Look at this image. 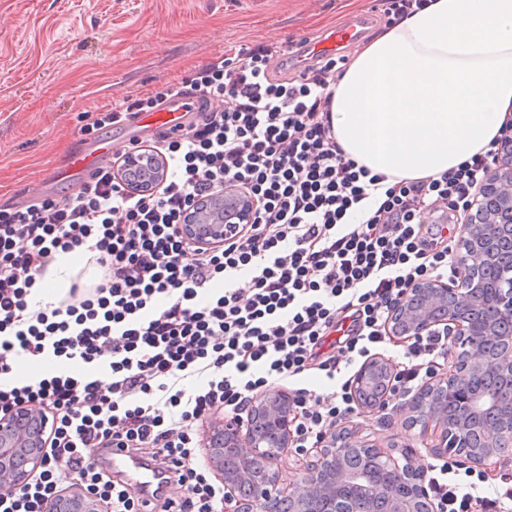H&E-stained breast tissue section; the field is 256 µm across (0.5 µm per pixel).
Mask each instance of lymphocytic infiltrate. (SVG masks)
Instances as JSON below:
<instances>
[{
  "label": "lymphocytic infiltrate",
  "instance_id": "lymphocytic-infiltrate-1",
  "mask_svg": "<svg viewBox=\"0 0 512 512\" xmlns=\"http://www.w3.org/2000/svg\"><path fill=\"white\" fill-rule=\"evenodd\" d=\"M298 45L242 48L153 96L122 102L92 117L96 128L182 103L186 128L158 132L136 153L163 156L165 180L145 191L120 174L123 154L82 181L74 197L40 196L0 206V375L16 357L49 354L81 365L105 363L110 382L80 372L0 388V413L39 403L47 420L51 466L26 490L0 498V512H43L61 493L53 465L79 473L112 512H141L148 500L123 480H103L97 448L156 449L166 481L185 493L167 512H217L223 487L191 467L200 446L195 425L213 410L247 424L254 395L284 382L293 406V443L324 447L329 431L357 410L349 383L319 394L302 387L306 372L335 378L389 343L392 309L422 279L456 275L444 227L415 218L424 202L466 211L488 168L489 153L440 177L385 184L347 157L328 107L335 59L288 79ZM233 188L256 203L253 223L225 229L205 246L186 236V214L201 198ZM382 190L362 223L348 216ZM90 253L102 277L74 279L68 298L30 312L28 298L57 252ZM253 273L248 289L235 272ZM448 356L446 333L403 344L388 394L400 401L437 374ZM207 375L194 392L182 380ZM450 463L429 465L439 512H512V487L455 478Z\"/></svg>",
  "mask_w": 512,
  "mask_h": 512
}]
</instances>
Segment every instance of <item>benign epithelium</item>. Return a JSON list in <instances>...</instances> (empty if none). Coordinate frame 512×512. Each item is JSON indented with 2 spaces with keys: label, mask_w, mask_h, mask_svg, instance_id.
I'll return each mask as SVG.
<instances>
[{
  "label": "benign epithelium",
  "mask_w": 512,
  "mask_h": 512,
  "mask_svg": "<svg viewBox=\"0 0 512 512\" xmlns=\"http://www.w3.org/2000/svg\"><path fill=\"white\" fill-rule=\"evenodd\" d=\"M494 156L478 187L474 211L468 212L459 228L458 281L453 286L439 280L421 282L393 311L390 330L391 338L398 343L439 330L446 331L452 347L464 343V360L455 363L448 374L450 378L461 379L466 373L485 371L506 378L507 383L495 390L464 398L456 414L423 406L417 395L409 402L411 412L425 415L427 422L440 430L439 443L431 449L433 454L449 455L459 466L491 472L512 466V332L503 336L499 327L502 321L512 324V285L498 289L485 323L478 326L474 318L484 310L481 267L490 260L485 243L504 234L512 241L511 134L500 139ZM125 160L126 175L141 187L164 178L163 161L156 155H128ZM223 208L224 197L220 194L198 201L185 233L206 245L224 241V220L216 218ZM254 211L252 201L239 197L228 215L233 217V223L245 224L253 221ZM375 367L383 368L390 377L394 374L391 360L382 356L369 359L352 381L354 395L362 393L368 373ZM291 408L286 393L265 398L254 406L256 420L265 415L273 419L272 447L258 437L252 421L244 428L227 420L213 424L202 453L211 471L224 483V512H279L284 500L289 502L290 512H363L365 501L378 493L381 484L358 472L335 468L336 458L353 447L376 453L384 460L389 478L405 487L403 496L391 492L389 512H438L423 485L424 471L412 457L398 459L350 435L342 441L333 438L326 447L316 449V459L307 462L291 490H285L278 460L291 445ZM493 408L508 412V419L490 431L482 450H470L467 431L478 427L480 415ZM46 426V420L31 405L0 417V486L8 485L20 492L26 488L31 473L45 466ZM226 441L242 461L229 476L224 473ZM45 512H105V507L82 483L75 482L47 502Z\"/></svg>",
  "instance_id": "1"
}]
</instances>
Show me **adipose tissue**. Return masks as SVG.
<instances>
[{
  "label": "adipose tissue",
  "instance_id": "adipose-tissue-1",
  "mask_svg": "<svg viewBox=\"0 0 512 512\" xmlns=\"http://www.w3.org/2000/svg\"><path fill=\"white\" fill-rule=\"evenodd\" d=\"M350 54L330 122L372 172L439 177L512 121V0H427Z\"/></svg>",
  "mask_w": 512,
  "mask_h": 512
}]
</instances>
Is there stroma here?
Instances as JSON below:
<instances>
[{
	"mask_svg": "<svg viewBox=\"0 0 512 512\" xmlns=\"http://www.w3.org/2000/svg\"><path fill=\"white\" fill-rule=\"evenodd\" d=\"M361 42L390 26L386 0H0V205H24L29 182L67 167L76 150L127 145L131 129L86 127L103 112L181 81L240 47L314 42L358 20ZM407 407L338 423L358 439L432 464L431 427Z\"/></svg>",
	"mask_w": 512,
	"mask_h": 512,
	"instance_id": "stroma-1",
	"label": "stroma"
}]
</instances>
